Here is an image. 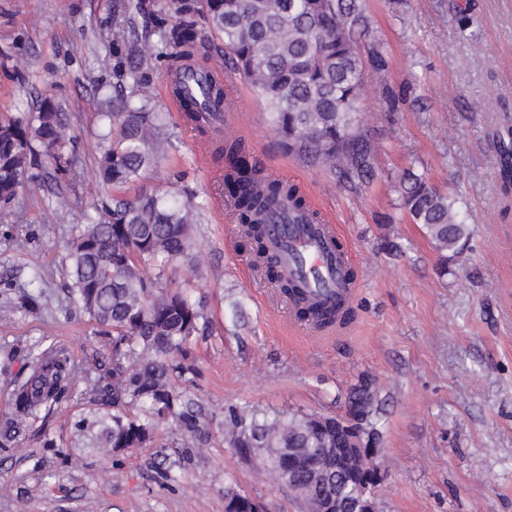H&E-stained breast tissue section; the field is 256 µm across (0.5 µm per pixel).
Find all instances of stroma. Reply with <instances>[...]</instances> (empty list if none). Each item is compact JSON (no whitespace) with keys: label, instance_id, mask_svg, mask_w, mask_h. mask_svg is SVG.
I'll list each match as a JSON object with an SVG mask.
<instances>
[{"label":"stroma","instance_id":"obj_1","mask_svg":"<svg viewBox=\"0 0 512 512\" xmlns=\"http://www.w3.org/2000/svg\"><path fill=\"white\" fill-rule=\"evenodd\" d=\"M167 0H0V115L59 105L75 151L93 177L100 152L96 87L126 80L113 43L145 45L150 12ZM369 34L389 66L367 71L362 126L377 148L368 184L346 187L290 154L264 99L240 74L235 107L219 130L174 111L169 74L149 75L174 148L164 166L130 185L193 201L198 271L171 265L167 284L203 301L212 321L191 345L200 371L189 397L208 415L207 437L188 449L174 425L119 463L77 446L89 411L86 369L107 340L68 312L69 228L112 199L55 182L46 160L11 206L0 209V303L41 290L42 307L0 320V512H226L234 491L265 512H303L253 448L224 440L229 411L346 415L368 381L380 435L379 512H512V182L497 142L512 125V0H365ZM243 140L267 175L300 186L333 218L361 263L353 318L316 333L257 273L224 195L225 138ZM453 194L471 229L458 253H439L400 206L406 169ZM63 351L75 379L48 418L6 432L13 378L29 371L32 344ZM72 451L63 460L58 451Z\"/></svg>","mask_w":512,"mask_h":512}]
</instances>
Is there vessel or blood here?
Returning a JSON list of instances; mask_svg holds the SVG:
<instances>
[{
	"mask_svg": "<svg viewBox=\"0 0 512 512\" xmlns=\"http://www.w3.org/2000/svg\"><path fill=\"white\" fill-rule=\"evenodd\" d=\"M266 250L286 275L303 281L308 300L351 308L357 283L347 272L356 258L333 225L309 224L300 212L282 211L279 220L269 224Z\"/></svg>",
	"mask_w": 512,
	"mask_h": 512,
	"instance_id": "1",
	"label": "vessel or blood"
}]
</instances>
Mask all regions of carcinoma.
<instances>
[{"label":"carcinoma","mask_w":512,"mask_h":512,"mask_svg":"<svg viewBox=\"0 0 512 512\" xmlns=\"http://www.w3.org/2000/svg\"><path fill=\"white\" fill-rule=\"evenodd\" d=\"M201 15L210 32L224 38L235 69L265 99L288 150L351 188L371 175L374 150L361 130L362 55L378 71L387 58L374 40L360 45L368 33L363 0H169L154 14L155 44H130L122 57L135 96L116 94L105 101L101 137L107 145L97 159L94 188L132 185L170 155L167 124L149 92V73L158 59L168 58L172 91L191 121L222 120L224 88L190 64L208 57L211 48L198 28ZM38 146L55 180L84 181L72 157L68 125L58 104L45 97L33 112L0 118L1 205L11 204L33 178ZM225 154L228 196L247 227L246 242L261 254L266 219L280 213L285 201L294 209L305 207L304 198L296 186L271 181L260 166L248 163L240 143H228ZM400 200L438 250H454L469 236L458 200L422 175L407 173ZM200 220L195 203L172 202L153 190L114 196L112 203L94 207L87 223L72 228L68 301L111 337V352L93 359L85 387L93 409L76 430L84 447L113 461L128 449L146 447L170 421L187 447L203 441L205 417L173 380L199 375L189 345L208 335L210 318L202 303L163 285L171 263L189 257L191 231ZM41 297L27 292L16 303H4L0 318L20 308L39 310ZM300 315L322 328L336 321V311L320 305L305 306ZM29 358L31 371L14 391L16 425L49 416L68 397L72 382L73 368L63 352L35 345ZM135 406L139 413H130ZM224 430L234 446L259 450L278 484L288 474V449L322 447L307 416L253 417L247 423L234 412Z\"/></svg>","instance_id":"1"}]
</instances>
